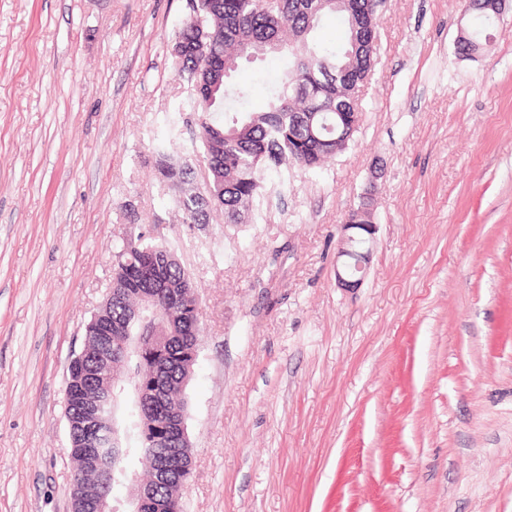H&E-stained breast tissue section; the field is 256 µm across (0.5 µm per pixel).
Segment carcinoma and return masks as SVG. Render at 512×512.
Segmentation results:
<instances>
[{
  "instance_id": "carcinoma-1",
  "label": "carcinoma",
  "mask_w": 512,
  "mask_h": 512,
  "mask_svg": "<svg viewBox=\"0 0 512 512\" xmlns=\"http://www.w3.org/2000/svg\"><path fill=\"white\" fill-rule=\"evenodd\" d=\"M319 0H187V14L174 34L184 53L173 56L176 72L199 94H191L195 126L193 151L200 166L207 168L208 181L197 180L196 168L169 151L167 141L156 139L151 154L160 183L172 193L175 207L185 224H207L211 214L221 211L224 223L242 224L253 200L262 193L265 174L299 166L316 169L323 161L342 152L352 140L340 118L342 112H357L352 103L353 87L374 67L377 27L366 21V0H350L349 8L317 10ZM336 15L345 27V42L339 49L318 45L313 34L322 17ZM490 22L476 19L467 44L459 49L478 52L489 38ZM274 42L273 56L288 61L278 84L268 88L267 102L258 112L247 109L250 89L234 80L242 66L267 57H250L254 47ZM164 245L139 233L123 243L115 254L112 287L102 317L77 361L68 416L71 423V458L80 475L71 490L73 512H91L90 498L113 493L127 477L145 478L157 495H169L170 484L154 481L156 468L146 463L132 465L148 447L138 435L139 423L150 415H163L187 407L180 383L186 350L200 336L193 302L169 314L173 336H156L149 321L137 331L147 337L143 353L115 368L131 380L164 382L166 392L153 402L137 404L118 395L117 410L107 405L98 435L83 428V399L94 386L112 387V370L103 369L96 357L99 343L119 347L109 326L123 325L134 314L139 293L155 290L160 302L166 294L159 285L179 288L191 278L177 260L159 256ZM118 459L120 469L104 477L85 457L88 444Z\"/></svg>"
}]
</instances>
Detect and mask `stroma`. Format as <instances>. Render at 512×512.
I'll return each instance as SVG.
<instances>
[{"label": "stroma", "mask_w": 512, "mask_h": 512, "mask_svg": "<svg viewBox=\"0 0 512 512\" xmlns=\"http://www.w3.org/2000/svg\"><path fill=\"white\" fill-rule=\"evenodd\" d=\"M467 5L381 0L347 148L185 224L150 153L193 151L185 0H0V512H71L68 365L143 225L200 303L185 512H512V0L473 58ZM351 219L348 216L346 217L343 230L344 235L340 242L338 257L344 258L342 263L341 270L337 269L336 278L338 280V284L344 288H351L357 285L361 278H356L354 280H350L348 278H353L359 273H363L364 264L366 263V258L368 257V248L366 249V243L369 242V238L366 239L361 237L358 234H349L350 230H361L368 234L372 235V230L375 224H352ZM351 271H354L355 274L352 275Z\"/></svg>", "instance_id": "1"}]
</instances>
